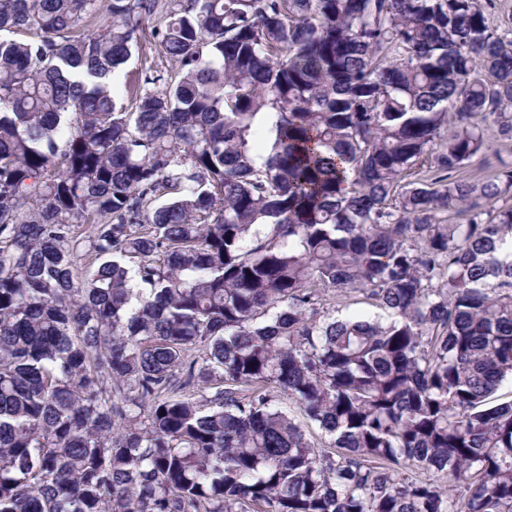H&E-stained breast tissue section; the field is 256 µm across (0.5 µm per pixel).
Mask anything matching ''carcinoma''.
<instances>
[{
  "label": "carcinoma",
  "instance_id": "1",
  "mask_svg": "<svg viewBox=\"0 0 512 512\" xmlns=\"http://www.w3.org/2000/svg\"><path fill=\"white\" fill-rule=\"evenodd\" d=\"M497 2L0 0V512H512ZM489 138L492 142L490 150L475 157L471 165L465 168L464 174L475 179L486 180L491 178L500 166V159L512 163V141L502 140L493 130L489 131ZM354 300H346L336 304V312H333L336 317H343L350 314H361L369 317H375L383 314L381 310L370 305L366 299L360 294H356ZM278 399H281L283 403H287L288 409L290 408V410H292V414L295 416L297 422L302 425L310 441L317 448H327L326 446H328L329 438L325 435V433L316 425L310 423L305 418L303 412H301L295 404L289 403L283 395H280Z\"/></svg>",
  "mask_w": 512,
  "mask_h": 512
}]
</instances>
